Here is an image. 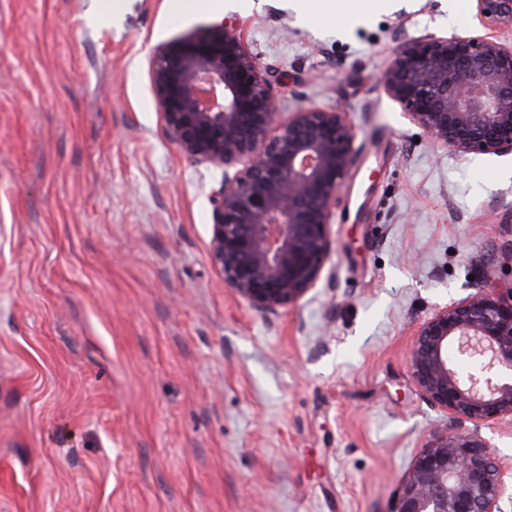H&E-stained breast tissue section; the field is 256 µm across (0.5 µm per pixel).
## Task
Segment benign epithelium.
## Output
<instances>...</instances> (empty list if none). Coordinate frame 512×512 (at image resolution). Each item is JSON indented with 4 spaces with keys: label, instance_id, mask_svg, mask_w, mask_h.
I'll use <instances>...</instances> for the list:
<instances>
[{
    "label": "benign epithelium",
    "instance_id": "1",
    "mask_svg": "<svg viewBox=\"0 0 512 512\" xmlns=\"http://www.w3.org/2000/svg\"><path fill=\"white\" fill-rule=\"evenodd\" d=\"M489 28L512 29V0H474ZM151 82L170 142L224 171L214 193L216 273L265 314L293 308L320 280L331 220L355 161L348 112L300 107L284 117L235 23L154 49ZM378 84L435 146L512 155V47L490 36L402 42ZM478 366L459 370L455 356ZM407 366L446 418L417 455L391 512H503L512 466L483 430L512 422V292L478 290L418 327Z\"/></svg>",
    "mask_w": 512,
    "mask_h": 512
}]
</instances>
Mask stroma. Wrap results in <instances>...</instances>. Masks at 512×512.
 I'll return each mask as SVG.
<instances>
[{
  "label": "stroma",
  "mask_w": 512,
  "mask_h": 512,
  "mask_svg": "<svg viewBox=\"0 0 512 512\" xmlns=\"http://www.w3.org/2000/svg\"><path fill=\"white\" fill-rule=\"evenodd\" d=\"M0 0V512H389L442 429L418 324L512 286V155L422 139L377 79L473 0ZM235 20L280 112L343 104L316 288L251 309L209 258L223 172L170 143L154 47Z\"/></svg>",
  "instance_id": "stroma-1"
}]
</instances>
